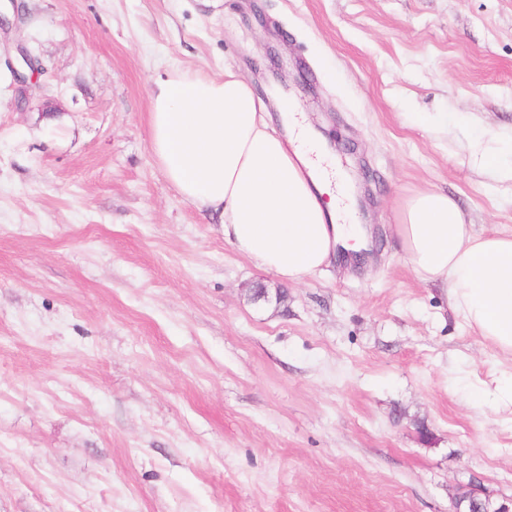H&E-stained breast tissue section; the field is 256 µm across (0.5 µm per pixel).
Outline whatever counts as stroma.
<instances>
[{"label":"stroma","instance_id":"35a3bbf8","mask_svg":"<svg viewBox=\"0 0 512 512\" xmlns=\"http://www.w3.org/2000/svg\"><path fill=\"white\" fill-rule=\"evenodd\" d=\"M0 32V512H449L512 496V355L406 264V201L512 230V0H17ZM23 41L46 72L18 104ZM232 70L345 172L363 265L291 284L150 149L157 79ZM440 122L428 130L415 115ZM283 291L254 303L249 290ZM473 396H493L503 408L512 409V374H501L490 381H481L473 386ZM467 496L456 494L449 512H511L512 498L494 499L484 490L473 487Z\"/></svg>","mask_w":512,"mask_h":512}]
</instances>
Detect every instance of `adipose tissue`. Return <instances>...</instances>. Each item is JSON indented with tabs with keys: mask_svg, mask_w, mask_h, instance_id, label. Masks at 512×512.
<instances>
[{
	"mask_svg": "<svg viewBox=\"0 0 512 512\" xmlns=\"http://www.w3.org/2000/svg\"><path fill=\"white\" fill-rule=\"evenodd\" d=\"M265 109L229 69L157 80L151 152L184 200L220 211L239 253L300 283L338 250H360L361 230L345 176L303 115L282 113L281 135ZM396 233L416 277L445 289L467 326L512 354V232L476 234L455 200L427 191L407 201Z\"/></svg>",
	"mask_w": 512,
	"mask_h": 512,
	"instance_id": "adipose-tissue-1",
	"label": "adipose tissue"
}]
</instances>
